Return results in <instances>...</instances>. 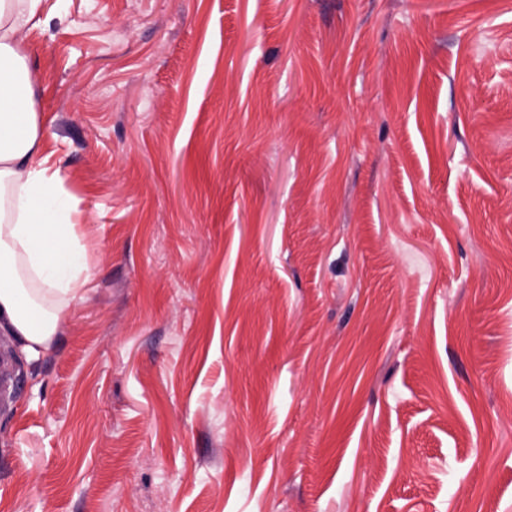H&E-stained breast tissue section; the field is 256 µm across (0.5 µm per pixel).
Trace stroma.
I'll return each mask as SVG.
<instances>
[{"label": "stroma", "instance_id": "stroma-1", "mask_svg": "<svg viewBox=\"0 0 512 512\" xmlns=\"http://www.w3.org/2000/svg\"><path fill=\"white\" fill-rule=\"evenodd\" d=\"M91 289L0 512H512V0H46Z\"/></svg>", "mask_w": 512, "mask_h": 512}]
</instances>
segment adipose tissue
<instances>
[{
    "label": "adipose tissue",
    "instance_id": "adipose-tissue-1",
    "mask_svg": "<svg viewBox=\"0 0 512 512\" xmlns=\"http://www.w3.org/2000/svg\"><path fill=\"white\" fill-rule=\"evenodd\" d=\"M45 0H0V328L35 358L84 302L91 274L78 202L44 152L47 131L19 34Z\"/></svg>",
    "mask_w": 512,
    "mask_h": 512
}]
</instances>
